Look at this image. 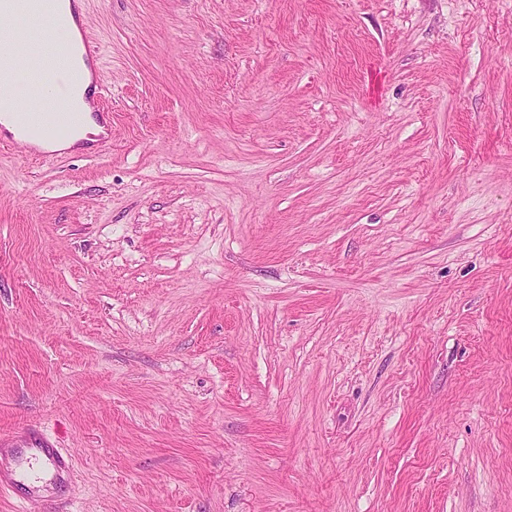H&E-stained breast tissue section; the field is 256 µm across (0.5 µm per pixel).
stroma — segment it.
I'll return each instance as SVG.
<instances>
[{
  "instance_id": "obj_1",
  "label": "stroma",
  "mask_w": 512,
  "mask_h": 512,
  "mask_svg": "<svg viewBox=\"0 0 512 512\" xmlns=\"http://www.w3.org/2000/svg\"><path fill=\"white\" fill-rule=\"evenodd\" d=\"M106 146L0 147V512H512V0H85ZM11 445L10 453L14 466H7L0 458V494L1 496H17L22 490L26 496H41L51 483L64 484L68 481L72 471L71 455L63 453L42 435H29L23 444ZM34 461L43 474L50 479L42 482V477L30 474L23 464Z\"/></svg>"
}]
</instances>
